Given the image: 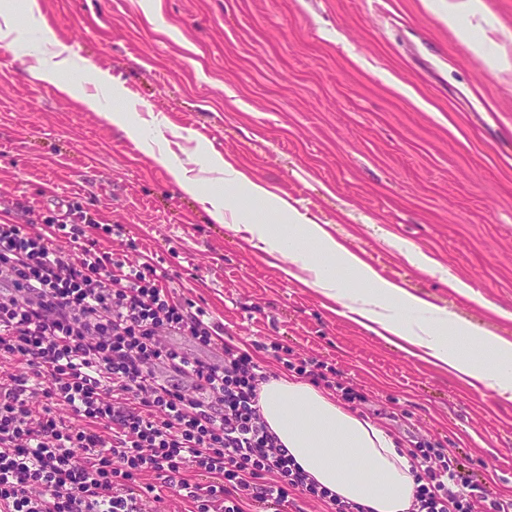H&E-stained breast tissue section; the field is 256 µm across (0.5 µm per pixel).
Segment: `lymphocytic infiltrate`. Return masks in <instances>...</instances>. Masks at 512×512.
<instances>
[{"label": "lymphocytic infiltrate", "mask_w": 512, "mask_h": 512, "mask_svg": "<svg viewBox=\"0 0 512 512\" xmlns=\"http://www.w3.org/2000/svg\"><path fill=\"white\" fill-rule=\"evenodd\" d=\"M169 279L102 250L83 224H0V356L24 369L0 383V512H145L160 486L187 512H288L298 494L367 512L288 457L260 412L264 368ZM173 334L223 363L167 343ZM409 454L411 512H512L443 449Z\"/></svg>", "instance_id": "obj_1"}]
</instances>
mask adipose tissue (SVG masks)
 Returning <instances> with one entry per match:
<instances>
[{
  "instance_id": "obj_1",
  "label": "adipose tissue",
  "mask_w": 512,
  "mask_h": 512,
  "mask_svg": "<svg viewBox=\"0 0 512 512\" xmlns=\"http://www.w3.org/2000/svg\"><path fill=\"white\" fill-rule=\"evenodd\" d=\"M21 12L41 24L39 0H0V42L14 45L23 40L17 25ZM67 63L61 51L45 49L38 53L32 74L57 84L61 93L96 112L104 107L102 93L120 97V87L105 71L95 73L100 89L96 95L61 82ZM202 166L214 175L208 210L213 223H226L230 210L223 186L244 190L276 218L272 224L249 225L252 238L308 272L311 285L326 298L349 304L353 313L422 349L436 364L500 392L512 389L511 343L453 321L429 302L382 279L322 225L310 223L285 199L224 158H204ZM259 406L279 444L320 486L369 512H410L417 486L413 462L385 429L343 406L333 393L297 376H273L261 384Z\"/></svg>"
}]
</instances>
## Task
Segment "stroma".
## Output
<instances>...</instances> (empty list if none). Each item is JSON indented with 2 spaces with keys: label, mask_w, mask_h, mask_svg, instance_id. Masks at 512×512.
<instances>
[{
  "label": "stroma",
  "mask_w": 512,
  "mask_h": 512,
  "mask_svg": "<svg viewBox=\"0 0 512 512\" xmlns=\"http://www.w3.org/2000/svg\"><path fill=\"white\" fill-rule=\"evenodd\" d=\"M40 2L56 40L124 85L122 108L156 120L177 161L220 154L383 279L512 342V72L492 66L512 54V0L456 27L440 18L448 0ZM29 42H0V221L77 201L113 225L104 250L167 268L268 372L283 366L256 344L325 362L405 448L447 449L512 496V394L407 352L212 223L124 130L36 80Z\"/></svg>",
  "instance_id": "1"
}]
</instances>
